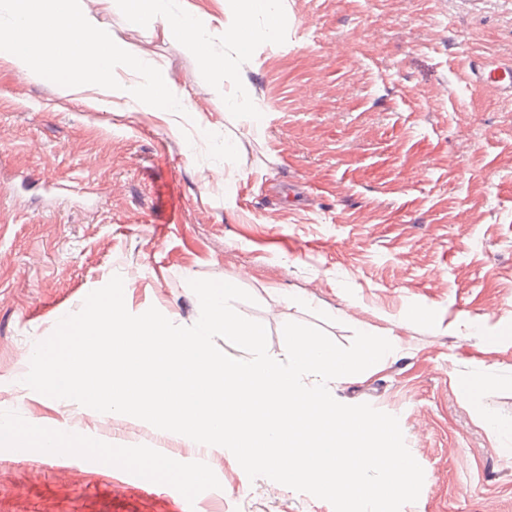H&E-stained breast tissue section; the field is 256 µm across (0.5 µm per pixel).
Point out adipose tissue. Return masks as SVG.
I'll return each mask as SVG.
<instances>
[{
  "label": "adipose tissue",
  "mask_w": 512,
  "mask_h": 512,
  "mask_svg": "<svg viewBox=\"0 0 512 512\" xmlns=\"http://www.w3.org/2000/svg\"><path fill=\"white\" fill-rule=\"evenodd\" d=\"M168 0H0V61L8 63L20 76L54 86L67 95L82 96L97 88L104 104L126 97L143 111L169 115L182 109L185 88L173 85L157 64L136 55L126 45L114 42L110 35L98 32V13L121 8L131 23L158 22L164 35L179 40L198 52L203 68L223 71V57L212 54L207 46L211 31L201 17L172 14ZM277 13L276 0H238L224 23L225 42L236 45L240 53H249L254 41L270 38L274 30L248 32L251 13ZM140 72L144 82L125 84L116 81L117 71ZM47 449L61 445L87 455L101 454L100 443L89 434L73 435L49 432L37 426L24 430L0 428V447L16 443Z\"/></svg>",
  "instance_id": "obj_1"
}]
</instances>
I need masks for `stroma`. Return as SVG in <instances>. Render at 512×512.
Here are the masks:
<instances>
[{
	"label": "stroma",
	"instance_id": "obj_1",
	"mask_svg": "<svg viewBox=\"0 0 512 512\" xmlns=\"http://www.w3.org/2000/svg\"><path fill=\"white\" fill-rule=\"evenodd\" d=\"M203 17L220 74L160 24L102 13L113 40L186 88L171 122L126 100L95 109L0 62V423L90 432L106 454L0 448V512H334L208 448L121 414L103 417L23 384L57 321L112 276L129 312L194 324L189 280L231 279L284 359L282 327L346 346L393 345L331 383L349 405L397 416L424 471L401 512H512V458L481 413L512 422V101L473 62L512 61V0H279L272 38L238 55L229 0H170ZM255 111L232 113L229 98ZM204 111L234 150L201 139ZM496 343H488V336ZM482 377L479 403L459 380ZM205 464L213 483L177 503L165 482L127 485L122 456Z\"/></svg>",
	"mask_w": 512,
	"mask_h": 512
}]
</instances>
